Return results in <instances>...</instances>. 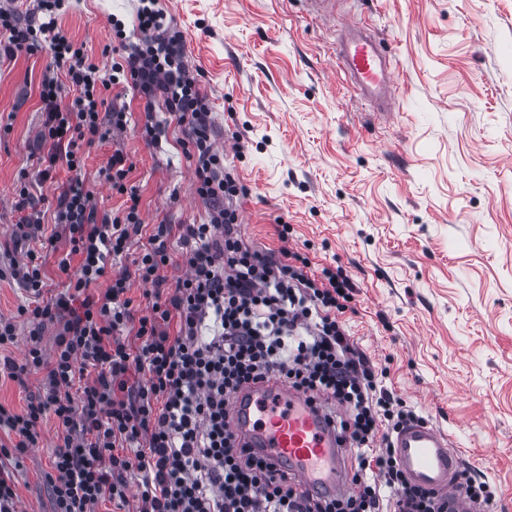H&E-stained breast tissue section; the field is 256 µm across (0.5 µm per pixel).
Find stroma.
I'll return each instance as SVG.
<instances>
[{
  "mask_svg": "<svg viewBox=\"0 0 512 512\" xmlns=\"http://www.w3.org/2000/svg\"><path fill=\"white\" fill-rule=\"evenodd\" d=\"M138 0H73L58 23L110 72L111 17L133 24ZM183 31L186 65L212 104L215 148L241 189L244 245L342 267L354 284L352 339L387 369L384 385L445 431L463 472L495 492L484 512H512V0H338L383 38L400 93L377 116L336 71L333 22L300 0H158ZM49 49L0 61V266L22 259L12 233L21 172L43 151L38 85L56 73ZM124 129L82 147L81 178L99 212L126 198L102 170L112 153L143 224H202L207 207L184 156L185 129L162 102L160 144L140 135L144 100L114 85ZM287 236H280L281 225ZM26 295L0 279V317L15 318L0 354L23 362ZM38 447L6 462L21 512H54L46 475L60 442L54 417Z\"/></svg>",
  "mask_w": 512,
  "mask_h": 512,
  "instance_id": "stroma-1",
  "label": "stroma"
}]
</instances>
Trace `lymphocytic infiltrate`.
Returning a JSON list of instances; mask_svg holds the SVG:
<instances>
[{"label":"lymphocytic infiltrate","mask_w":512,"mask_h":512,"mask_svg":"<svg viewBox=\"0 0 512 512\" xmlns=\"http://www.w3.org/2000/svg\"><path fill=\"white\" fill-rule=\"evenodd\" d=\"M65 9L66 0H33L24 17L0 8V59L47 48L63 69L39 84L42 168L34 181L20 175L17 237L38 239L44 224L33 182L51 179L61 163L80 170L83 142L126 126L124 108L103 96L122 82L145 102V140L158 142L162 133L152 113L156 100L184 125L183 150L209 220L176 230L158 224L144 234L138 197L125 184L131 167L119 151L103 174L128 197L122 214L98 212L77 178L57 195L47 243L68 245L58 263L68 284L45 305L21 307L34 324L25 361L0 363V373L17 382L30 369L44 372L22 411L0 405V431L25 449L37 443L44 418L54 416L62 438L47 476L55 512H95L103 501L127 505L132 474L140 478L136 512H448L435 492L410 486L396 462L389 434L415 416L350 340L343 319L354 292L348 276L330 268L314 276L300 253L276 259L243 245L238 215L225 205L240 189L214 147L212 108L186 65L183 32L157 0H140L137 36L116 29L123 55L106 74L59 26ZM141 235L147 242L133 267L122 266ZM174 237L188 271L165 294L160 270ZM134 278L153 288L141 316L127 296ZM48 329L49 355L41 348ZM126 333L133 343L123 341ZM267 376L343 408L337 430L354 458L351 494L298 491L238 449L227 422L230 397Z\"/></svg>","instance_id":"obj_1"}]
</instances>
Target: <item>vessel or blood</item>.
<instances>
[{
    "label": "vessel or blood",
    "instance_id": "b4317fda",
    "mask_svg": "<svg viewBox=\"0 0 512 512\" xmlns=\"http://www.w3.org/2000/svg\"><path fill=\"white\" fill-rule=\"evenodd\" d=\"M336 47L337 66L360 96L393 109L398 84L391 55L381 40L358 22L346 21ZM230 429L238 447L272 460L278 474L299 488L351 491L348 465L332 413L321 399L309 398L279 379L240 390L229 405ZM396 457L409 481L448 500V512H478L461 489V449L448 434L427 422L412 424L395 440Z\"/></svg>",
    "mask_w": 512,
    "mask_h": 512
}]
</instances>
